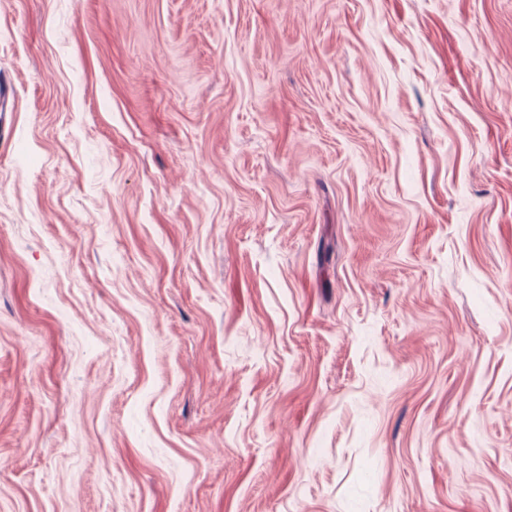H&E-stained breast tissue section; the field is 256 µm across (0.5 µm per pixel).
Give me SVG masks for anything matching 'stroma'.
Segmentation results:
<instances>
[{
  "mask_svg": "<svg viewBox=\"0 0 512 512\" xmlns=\"http://www.w3.org/2000/svg\"><path fill=\"white\" fill-rule=\"evenodd\" d=\"M0 512H512V0H0Z\"/></svg>",
  "mask_w": 512,
  "mask_h": 512,
  "instance_id": "obj_1",
  "label": "stroma"
}]
</instances>
